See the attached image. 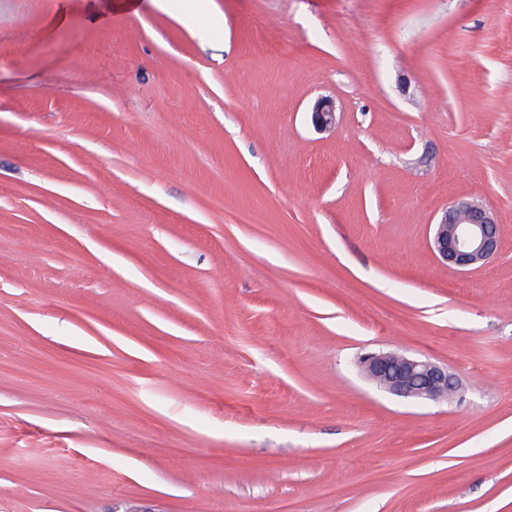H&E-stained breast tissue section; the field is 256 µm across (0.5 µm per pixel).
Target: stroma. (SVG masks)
<instances>
[{
    "label": "stroma",
    "mask_w": 512,
    "mask_h": 512,
    "mask_svg": "<svg viewBox=\"0 0 512 512\" xmlns=\"http://www.w3.org/2000/svg\"><path fill=\"white\" fill-rule=\"evenodd\" d=\"M180 4L0 0V512H512V0ZM312 122L322 131L335 126L336 108L334 103L327 98H319L312 108ZM433 226V251L458 271L481 268L499 251L501 227L483 204L459 200L446 208ZM364 376L391 394L418 401H448L460 384L447 366L395 352H368L359 359Z\"/></svg>",
    "instance_id": "1"
}]
</instances>
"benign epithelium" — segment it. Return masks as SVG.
<instances>
[{"label":"benign epithelium","mask_w":512,"mask_h":512,"mask_svg":"<svg viewBox=\"0 0 512 512\" xmlns=\"http://www.w3.org/2000/svg\"><path fill=\"white\" fill-rule=\"evenodd\" d=\"M312 122L322 131L335 126L336 108L327 98L312 108ZM501 227L486 206L462 199L448 208L434 225L433 251L449 267L461 272L476 270L499 251ZM364 376L391 394L418 401H446L460 384L448 367L395 352H368L359 359Z\"/></svg>","instance_id":"7a95c632"}]
</instances>
